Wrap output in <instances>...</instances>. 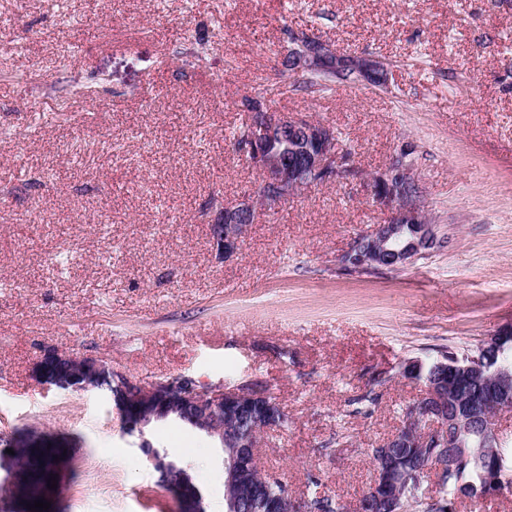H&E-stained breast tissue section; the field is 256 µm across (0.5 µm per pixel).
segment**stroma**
<instances>
[{"label": "stroma", "instance_id": "1", "mask_svg": "<svg viewBox=\"0 0 512 512\" xmlns=\"http://www.w3.org/2000/svg\"><path fill=\"white\" fill-rule=\"evenodd\" d=\"M385 57L386 87L310 94L285 29ZM69 50H62L63 42ZM330 126L358 175L256 210L232 257L210 226L254 191L243 96ZM437 243L348 273L385 223L369 181L402 146ZM512 323V0H0V500L20 435L55 458L52 512H176L103 391L45 389L44 347L151 383L255 380L288 415L262 470L290 497L356 505L373 450L422 396L410 359L476 353ZM382 387H374L378 375ZM380 398L362 412L358 397ZM157 446L224 512V452L175 423Z\"/></svg>", "mask_w": 512, "mask_h": 512}]
</instances>
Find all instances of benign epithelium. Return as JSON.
<instances>
[{"label":"benign epithelium","instance_id":"obj_1","mask_svg":"<svg viewBox=\"0 0 512 512\" xmlns=\"http://www.w3.org/2000/svg\"><path fill=\"white\" fill-rule=\"evenodd\" d=\"M293 49L288 55V75L299 77L309 73H334L338 78L353 82H369L383 86L387 81V64L375 56H358L336 50L329 44L300 33H292ZM235 150L247 159L260 175L257 190L243 196L232 206L224 207L218 223L211 225L214 243L224 256L237 252L245 228L254 220L256 206H275L287 201L296 192L326 182H341L355 171L348 164L346 152L336 141L334 130L298 113L251 112L250 123ZM409 150L402 149L383 170L371 178L373 200L390 213L385 224L373 232L357 237L345 253L343 265L364 270L383 267L381 258L388 256L396 269L410 263L434 242L432 221L421 205V187L407 160ZM417 229L414 239L403 243L401 234L406 226ZM480 355L468 357L459 372L489 388L474 393L465 392L464 410L448 420L432 417L440 396L436 389L426 396L422 412L434 428L419 431L417 448H445L451 437L473 432L481 448L458 449V454L472 457L478 463L496 454L499 444L496 424L501 412L512 409V369L503 368L483 376ZM38 382L47 389L58 387L87 392L99 389L97 377L112 381V407L119 415L122 432L135 435L139 445L150 449L147 458L156 461L157 448L149 438L151 421H163L175 414L185 417L191 427L207 433L221 448L236 444L238 448L224 459V484L228 485L247 467L245 455L238 449L261 447V434L235 438L226 435L218 417L226 414L248 418L247 411L255 400H265L268 392L259 383L243 382L232 387H204L185 375H177L148 385L137 384L127 376L112 371L106 362L74 353H61L53 348L40 355L37 365ZM177 512H205L203 495L191 481L165 486ZM269 512H305V503L288 496L273 498L266 504Z\"/></svg>","mask_w":512,"mask_h":512}]
</instances>
